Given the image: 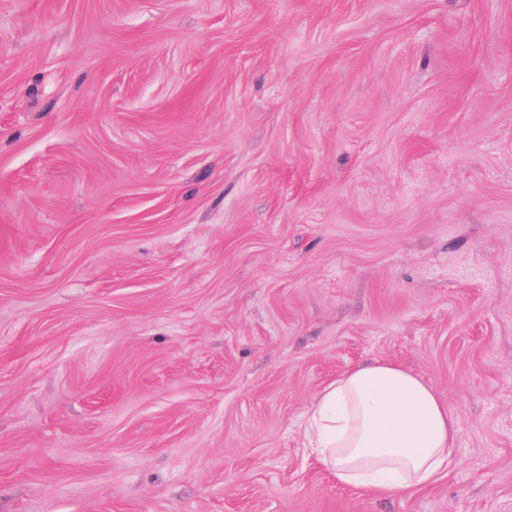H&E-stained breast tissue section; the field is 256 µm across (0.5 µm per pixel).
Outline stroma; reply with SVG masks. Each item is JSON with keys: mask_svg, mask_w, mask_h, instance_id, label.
<instances>
[{"mask_svg": "<svg viewBox=\"0 0 512 512\" xmlns=\"http://www.w3.org/2000/svg\"><path fill=\"white\" fill-rule=\"evenodd\" d=\"M373 360L397 496L305 442ZM0 512H512V0H0ZM459 423L432 385L398 363L336 375L311 399L305 437L336 483L395 496L433 484L453 464Z\"/></svg>", "mask_w": 512, "mask_h": 512, "instance_id": "35a3bbf8", "label": "stroma"}]
</instances>
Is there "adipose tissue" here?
I'll use <instances>...</instances> for the list:
<instances>
[{
  "label": "adipose tissue",
  "instance_id": "adipose-tissue-1",
  "mask_svg": "<svg viewBox=\"0 0 512 512\" xmlns=\"http://www.w3.org/2000/svg\"><path fill=\"white\" fill-rule=\"evenodd\" d=\"M459 423L432 385L388 361L339 373L311 399L307 446L338 484L395 496L453 464Z\"/></svg>",
  "mask_w": 512,
  "mask_h": 512
}]
</instances>
